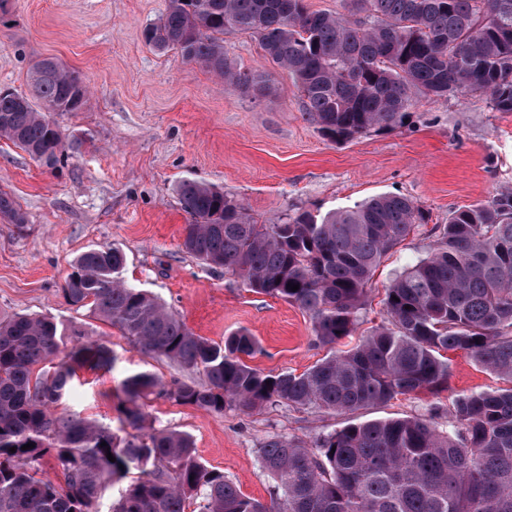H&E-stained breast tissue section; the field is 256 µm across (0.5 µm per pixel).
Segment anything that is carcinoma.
<instances>
[{
  "mask_svg": "<svg viewBox=\"0 0 512 512\" xmlns=\"http://www.w3.org/2000/svg\"><path fill=\"white\" fill-rule=\"evenodd\" d=\"M342 5L344 13L328 14L306 0H168L144 36L224 79L225 88L261 98L272 89L269 73L237 68L224 50V31L249 34L294 79L306 119L335 143L402 124L421 95L480 91L496 111L512 112V0ZM88 95L79 74L38 60L29 93L0 92V139L55 170L75 147L63 142L51 113L79 112ZM177 194L191 218L185 251L256 293L299 306L323 346L352 335L381 260L427 223L418 205L396 194L275 224L254 222L235 198L206 184L184 181ZM0 216L26 222L1 189ZM433 233L430 254L386 288L385 324L301 374L249 366L244 358L258 344L246 331L222 345L195 335L124 282L121 248L82 252L61 286L64 302L205 381L168 382L151 371L126 377L120 412L138 434L119 438L57 410L78 369L112 370V349L75 330L63 354L54 318L0 317V512H93L102 491L131 474L112 512H187L192 500L193 512H512V188L454 211ZM448 351L465 352L507 386L457 395L443 428L416 416L353 423L308 443L270 435L259 449L275 481L268 502L197 463L189 436L143 432L151 396L215 414L281 403L348 415L399 395L436 394L448 388ZM27 443L33 448L22 449ZM48 455L60 468L58 483L40 475Z\"/></svg>",
  "mask_w": 512,
  "mask_h": 512,
  "instance_id": "obj_1",
  "label": "carcinoma"
}]
</instances>
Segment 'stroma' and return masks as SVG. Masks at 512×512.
Masks as SVG:
<instances>
[{
  "instance_id": "1",
  "label": "stroma",
  "mask_w": 512,
  "mask_h": 512,
  "mask_svg": "<svg viewBox=\"0 0 512 512\" xmlns=\"http://www.w3.org/2000/svg\"><path fill=\"white\" fill-rule=\"evenodd\" d=\"M166 5L0 0V89L28 92L30 67L43 58L72 68L89 88L83 111L52 115L65 140L78 146L60 170L0 140V188L27 215L23 224L0 217V316L49 314L112 349L114 369H81L62 405L121 438L129 432L118 412L124 378L145 369L167 380L203 375L151 358L117 328L64 303L60 288L87 248H122L123 280L159 298L195 334L220 344L247 330L259 344L249 363L264 372L300 374L330 352L315 342L311 320L297 305L253 292L184 251L181 181L222 189L259 224L298 211L322 215L384 193L421 206L428 224L377 269L360 313L362 334L382 322L394 274L429 252L428 225L447 223L459 207L512 187V112L492 110L485 96H421L402 125L334 143L303 119L287 71L272 70L275 91L258 100L226 91L201 65L146 43L144 28ZM448 357L447 390L401 396L359 411L357 420L414 416L434 405L443 427L456 395L498 386L494 374L462 352ZM145 410L155 428L190 435L198 463L263 502L275 485L259 461L266 437L307 442L347 422L284 404L253 412L232 406L218 415L154 398Z\"/></svg>"
}]
</instances>
